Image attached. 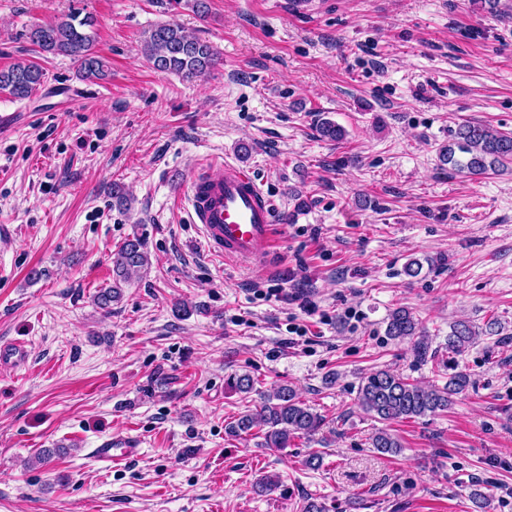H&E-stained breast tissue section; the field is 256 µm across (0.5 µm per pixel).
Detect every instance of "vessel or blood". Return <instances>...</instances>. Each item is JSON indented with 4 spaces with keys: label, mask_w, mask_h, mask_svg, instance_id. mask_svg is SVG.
I'll use <instances>...</instances> for the list:
<instances>
[{
    "label": "vessel or blood",
    "mask_w": 512,
    "mask_h": 512,
    "mask_svg": "<svg viewBox=\"0 0 512 512\" xmlns=\"http://www.w3.org/2000/svg\"><path fill=\"white\" fill-rule=\"evenodd\" d=\"M186 201L191 223L199 225L213 252L245 264L260 263L276 252L275 210L249 168L206 159L191 178ZM139 446L134 436L104 438L94 448V458L117 468L136 457Z\"/></svg>",
    "instance_id": "obj_1"
}]
</instances>
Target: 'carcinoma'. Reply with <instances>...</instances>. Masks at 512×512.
Instances as JSON below:
<instances>
[{"instance_id": "obj_1", "label": "carcinoma", "mask_w": 512, "mask_h": 512, "mask_svg": "<svg viewBox=\"0 0 512 512\" xmlns=\"http://www.w3.org/2000/svg\"><path fill=\"white\" fill-rule=\"evenodd\" d=\"M95 21L86 15L72 12L60 20L33 26L31 42L40 51L67 55L79 63L82 77L87 80L105 76L104 62L92 51L95 41ZM144 53L153 68L176 73L189 80L204 77L215 65L216 54L208 43L188 33L177 23H161L152 28L145 40ZM45 73L34 61L18 63L0 70V90L16 99L30 97L43 84ZM319 132L331 141H340L345 130L331 120L322 122ZM468 155L466 161L455 159L456 152ZM443 160L459 172L479 176L489 170L503 172L512 164V133L497 131L486 124L464 122L455 132V141L442 147ZM112 286L101 289L95 296L98 305L108 308L121 295V283L140 273L148 264L145 246L138 236L126 239L111 254ZM386 334L394 340L414 341L417 355L424 356L429 346L428 337L417 320L405 307L394 309L388 318ZM479 333L465 320L451 326L446 339L448 382L439 387L412 382L390 370L378 369L362 378L358 386L357 402L362 410L381 422L422 418L448 410L453 397L463 393L470 384V375L458 370L457 357L476 343ZM226 388L248 394L254 390V380L248 373L228 377ZM325 425V417L301 400L295 389L279 386L273 393L261 397L254 411H247L228 424V434L237 437L257 430L266 448H286L296 437H311ZM372 447L382 454L400 452L398 437L386 429L377 431Z\"/></svg>"}]
</instances>
